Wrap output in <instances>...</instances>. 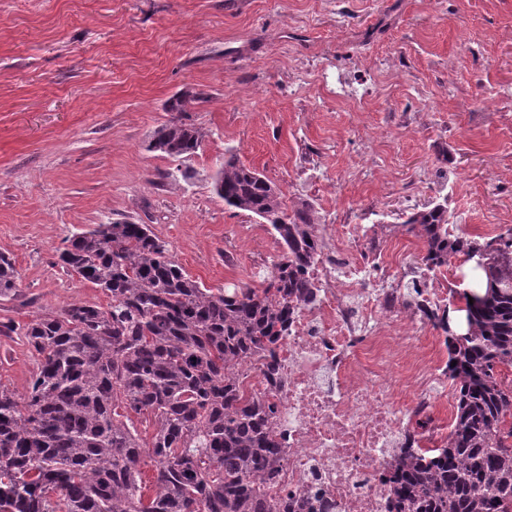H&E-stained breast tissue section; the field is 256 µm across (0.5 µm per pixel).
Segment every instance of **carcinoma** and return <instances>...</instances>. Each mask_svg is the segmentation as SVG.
<instances>
[{"label": "carcinoma", "mask_w": 512, "mask_h": 512, "mask_svg": "<svg viewBox=\"0 0 512 512\" xmlns=\"http://www.w3.org/2000/svg\"><path fill=\"white\" fill-rule=\"evenodd\" d=\"M187 99L149 148L194 154L202 132L182 121ZM224 204L268 224L283 251L262 289L213 290L188 275L146 224H99L66 239L61 267L102 289L109 307L69 304L0 333L24 337L38 358L20 397L0 384V512H293L269 494L281 463L274 406L244 395L236 368L258 356L277 383L275 349L301 305L323 250L312 207L287 208L277 186L230 156L213 182ZM436 270L462 256L484 293L455 312L427 314L448 336V377L459 382L448 447L403 448L391 473L394 512H512V229L483 241L448 228L442 200L401 224ZM21 276L0 254V296L20 297ZM154 420L143 446L123 411ZM154 461L145 484L144 454Z\"/></svg>", "instance_id": "carcinoma-1"}]
</instances>
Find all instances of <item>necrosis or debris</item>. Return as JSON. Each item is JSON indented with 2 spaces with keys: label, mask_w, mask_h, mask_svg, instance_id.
I'll return each instance as SVG.
<instances>
[{
  "label": "necrosis or debris",
  "mask_w": 512,
  "mask_h": 512,
  "mask_svg": "<svg viewBox=\"0 0 512 512\" xmlns=\"http://www.w3.org/2000/svg\"><path fill=\"white\" fill-rule=\"evenodd\" d=\"M323 250L311 276L315 303L296 314L279 343L278 386H270L261 359L242 363L244 393L274 406L272 426L283 457L279 498H301L309 512H387L392 486L385 476L402 448L438 452L450 423L439 411L455 386L440 359L444 337L410 305L444 309L445 289L414 280L415 294L398 281L401 264L371 275L357 245Z\"/></svg>",
  "instance_id": "4bbe7bcc"
}]
</instances>
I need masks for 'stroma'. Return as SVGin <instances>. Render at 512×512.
<instances>
[{"label":"stroma","instance_id":"stroma-1","mask_svg":"<svg viewBox=\"0 0 512 512\" xmlns=\"http://www.w3.org/2000/svg\"><path fill=\"white\" fill-rule=\"evenodd\" d=\"M185 92L197 153L148 150ZM231 155L318 223L368 228L373 258L416 256L383 227L443 197L453 227L505 232L512 0H0V252L23 292L0 322L108 307L56 254L112 222L149 225L207 287H264L282 247L214 194ZM36 368L0 335V384L25 394Z\"/></svg>","mask_w":512,"mask_h":512}]
</instances>
